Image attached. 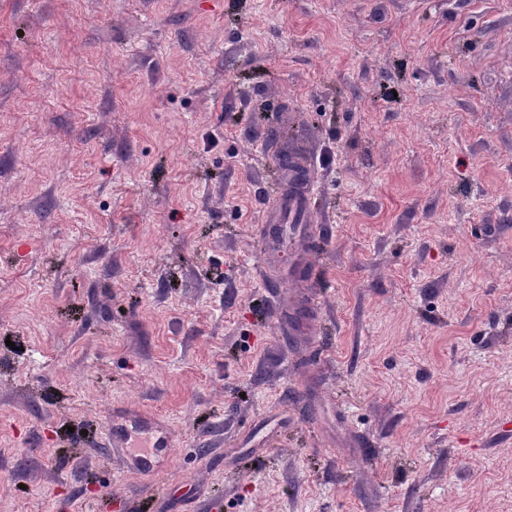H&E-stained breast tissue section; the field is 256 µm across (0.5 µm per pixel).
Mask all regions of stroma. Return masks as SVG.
Listing matches in <instances>:
<instances>
[{"label":"stroma","mask_w":512,"mask_h":512,"mask_svg":"<svg viewBox=\"0 0 512 512\" xmlns=\"http://www.w3.org/2000/svg\"><path fill=\"white\" fill-rule=\"evenodd\" d=\"M0 512H512V0H0ZM141 440L146 444L138 445ZM106 448H127V468L141 474L151 473L167 459L172 437L167 426L159 419L139 417L133 410H119L112 416L106 435ZM145 448L129 451V448Z\"/></svg>","instance_id":"35a3bbf8"}]
</instances>
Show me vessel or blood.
<instances>
[{
    "instance_id": "vessel-or-blood-1",
    "label": "vessel or blood",
    "mask_w": 512,
    "mask_h": 512,
    "mask_svg": "<svg viewBox=\"0 0 512 512\" xmlns=\"http://www.w3.org/2000/svg\"><path fill=\"white\" fill-rule=\"evenodd\" d=\"M106 445L112 449H128L127 467L148 474L167 459L172 437L162 421L142 418L133 410L124 409L114 413Z\"/></svg>"
}]
</instances>
